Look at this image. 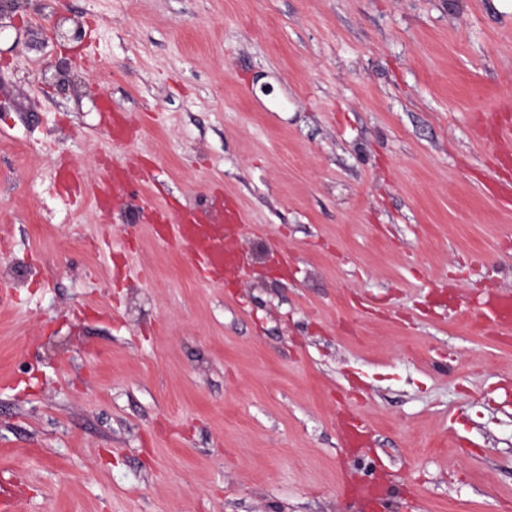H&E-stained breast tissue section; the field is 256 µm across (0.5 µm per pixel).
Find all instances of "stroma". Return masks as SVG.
<instances>
[{
  "label": "stroma",
  "instance_id": "35a3bbf8",
  "mask_svg": "<svg viewBox=\"0 0 512 512\" xmlns=\"http://www.w3.org/2000/svg\"><path fill=\"white\" fill-rule=\"evenodd\" d=\"M0 6V487L21 512H359L380 476L387 512H512V333L478 304L512 292L511 10ZM126 164L137 204H103ZM222 205L245 217L217 227L238 283L142 212Z\"/></svg>",
  "mask_w": 512,
  "mask_h": 512
}]
</instances>
